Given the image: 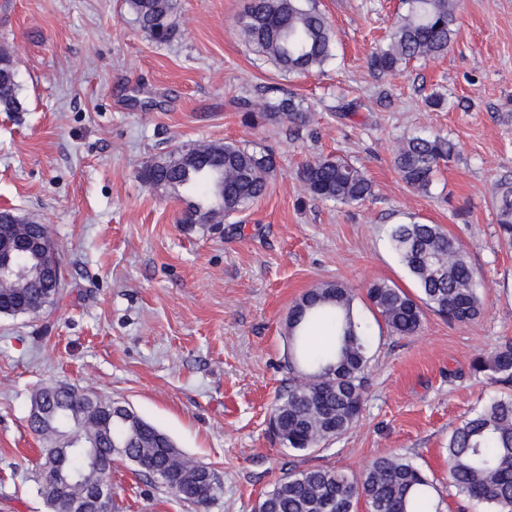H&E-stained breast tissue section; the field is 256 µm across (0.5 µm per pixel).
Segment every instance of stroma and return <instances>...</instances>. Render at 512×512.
<instances>
[{"label":"stroma","instance_id":"stroma-1","mask_svg":"<svg viewBox=\"0 0 512 512\" xmlns=\"http://www.w3.org/2000/svg\"><path fill=\"white\" fill-rule=\"evenodd\" d=\"M336 36L323 72L288 77L238 37L245 0H181L159 44L126 0H0V49L18 63L21 112H0V210L48 225L65 264L60 304L41 318L0 315V512H46L36 493L42 440L30 395L74 384L128 403L187 457L212 466L224 493L206 512H254L291 470L361 473L398 454L433 480L441 512H462L448 485L452 430L512 393L471 371L512 342V240L492 205L512 179V0H459L447 55L374 74L400 0H317ZM433 93L445 108H429ZM293 94L312 119L244 123L239 102ZM153 109L132 107V98ZM358 111L341 112V99ZM440 134L457 145L431 195L393 165L398 141ZM235 141L272 151L264 198L221 224L186 226L185 201L145 186L142 164L171 145ZM339 155L375 194L312 199L302 165ZM442 225L480 274L487 310L464 326L425 312L397 336L377 323L366 287L416 285L387 240L408 218ZM324 280L353 288L372 344L363 406L340 437L298 457L268 434L293 374L288 312ZM118 512H199L115 461Z\"/></svg>","mask_w":512,"mask_h":512}]
</instances>
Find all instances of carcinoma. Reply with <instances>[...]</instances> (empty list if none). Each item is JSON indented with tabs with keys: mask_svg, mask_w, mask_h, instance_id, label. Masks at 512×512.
Wrapping results in <instances>:
<instances>
[{
	"mask_svg": "<svg viewBox=\"0 0 512 512\" xmlns=\"http://www.w3.org/2000/svg\"><path fill=\"white\" fill-rule=\"evenodd\" d=\"M405 12L393 22L386 48L372 55L375 74L398 70L414 59H436L448 52L454 34L458 0H403ZM138 26L158 43L174 33L170 19L178 0H128ZM245 44L288 73L320 71L334 57V32L316 0H247L240 21ZM17 61L0 51V112H22ZM243 120L254 116L268 121L310 122L303 101L293 95L261 103L245 101ZM183 145L153 155L141 167L147 186L179 197L177 188L188 185L203 197L188 203L182 223L198 215L202 224L224 221L249 209L268 191L275 158L236 142L196 145V155L182 157ZM456 155V144L437 135H414L400 141L394 168L411 190L428 194L440 166ZM309 196L343 205L374 196V184L349 160L328 155L306 162L299 172ZM498 224L512 237V180L497 185L494 196ZM389 240L413 277L420 296L384 280L367 286V299L386 329L407 336L421 327L424 308L451 322L470 325L485 313L479 293V273L459 241L438 224H396ZM354 293L338 280L324 281L305 291L288 315L289 361L296 378L288 392L272 406L269 422H277L285 440L280 445L297 453L315 450L335 439L358 420L365 393L370 345L369 325L353 308ZM58 294L32 276L16 288H0V314L39 317L53 307ZM330 320L336 341L320 351L307 346L308 331L320 319ZM471 369L491 382L512 380V344L477 357ZM38 413L30 414L29 427L43 441L37 492L48 512H94L96 492L72 505L74 494L48 487V477L59 470L62 455L71 474L87 470L88 457L65 453L70 441L97 448L107 457L112 440L128 438L123 458L146 466V475L168 493L181 489L178 499L206 508L223 491L215 470L190 462L171 470L179 454L170 437L139 414L129 424L120 413L121 403L105 400L71 384L38 389L31 397ZM448 483L478 512H512V396L491 399L448 436ZM436 487L409 459L399 455L373 458L359 476L326 467L288 473L258 501L265 512H440L434 502Z\"/></svg>",
	"mask_w": 512,
	"mask_h": 512,
	"instance_id": "1",
	"label": "carcinoma"
}]
</instances>
